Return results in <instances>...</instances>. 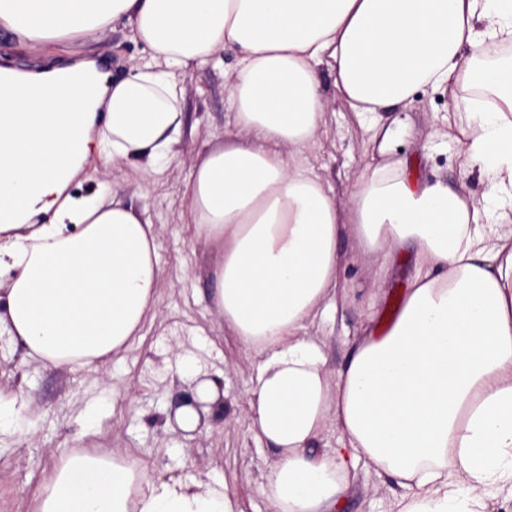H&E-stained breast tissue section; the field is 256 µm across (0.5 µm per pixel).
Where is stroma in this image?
Listing matches in <instances>:
<instances>
[{
  "label": "stroma",
  "mask_w": 512,
  "mask_h": 512,
  "mask_svg": "<svg viewBox=\"0 0 512 512\" xmlns=\"http://www.w3.org/2000/svg\"><path fill=\"white\" fill-rule=\"evenodd\" d=\"M93 53L116 63L141 60L149 48L131 38L124 24H114L99 42L77 39L38 51L20 48L8 30L0 29V63L23 70L49 66L64 55ZM234 51L195 69L186 82L185 135L182 154L160 174L125 167L111 171L114 190L158 232L159 288L155 305L138 336L125 351L99 370L38 367L24 358L21 346L0 337V389L24 385L31 411L12 428L0 432V512H31L51 472L64 454L125 451L139 472L154 477H203L217 470L224 492L237 512H272L266 473L268 452L254 441L249 408L244 399L251 363L237 337L224 331V318L213 301L208 277L218 262L216 251L192 241L193 227L178 221L186 203L185 188L198 154L223 145L234 132V111L225 77L236 65ZM452 105L447 92L429 89L414 94L411 103L387 112L400 132L388 156H380L367 126L346 109L328 114L308 161L331 195L347 198L356 175L384 159L405 162L404 174L424 182L437 180L450 188L466 186L481 194L478 172L465 171L462 148L447 134L445 115ZM341 278L350 289L337 312L317 320L313 328L327 344L330 367L347 353V340L368 311L385 329L403 283L401 271L388 277L378 300H370L369 273L341 240ZM224 387V416L208 418L192 433L165 429L164 421L202 380ZM92 411L95 423L82 427L81 415ZM399 486L387 476L363 468L336 512H389Z\"/></svg>",
  "instance_id": "35a3bbf8"
}]
</instances>
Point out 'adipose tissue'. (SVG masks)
<instances>
[{
  "label": "adipose tissue",
  "mask_w": 512,
  "mask_h": 512,
  "mask_svg": "<svg viewBox=\"0 0 512 512\" xmlns=\"http://www.w3.org/2000/svg\"><path fill=\"white\" fill-rule=\"evenodd\" d=\"M127 24L148 61L110 77L92 59L0 67V327L31 362L99 369L138 334L159 270L152 224L109 185L75 195L93 161L166 170L184 136L186 79L238 55L225 88L237 128L192 167L183 223L219 253L210 276L230 333L255 362L253 430L273 459V512H333L357 463L403 490L390 512H489L512 500V0H0L24 47L98 40ZM333 96L325 98L323 78ZM480 89L456 97L458 88ZM454 93L452 128L481 197L418 185L389 162L348 205L305 153L330 105L394 138L388 108ZM349 235L372 293L409 252L401 306L366 323L338 368L311 332L345 301ZM175 425L196 429L223 396L211 380ZM336 445L320 449L327 431ZM34 512H235L214 474L146 480L69 454Z\"/></svg>",
  "instance_id": "adipose-tissue-1"
}]
</instances>
